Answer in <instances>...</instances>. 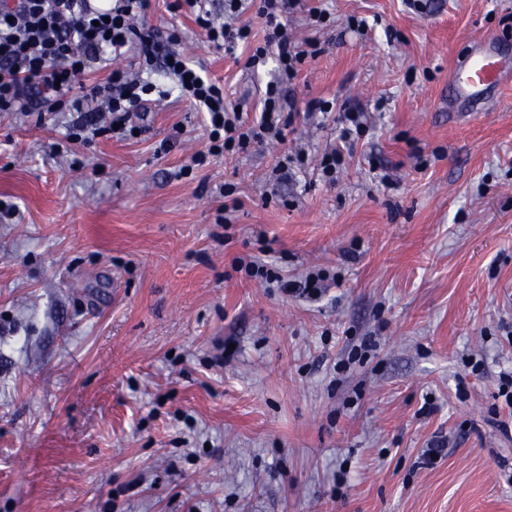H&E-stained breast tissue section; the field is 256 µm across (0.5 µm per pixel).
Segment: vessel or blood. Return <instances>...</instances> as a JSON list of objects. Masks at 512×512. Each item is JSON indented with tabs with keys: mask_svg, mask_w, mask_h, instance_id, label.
<instances>
[{
	"mask_svg": "<svg viewBox=\"0 0 512 512\" xmlns=\"http://www.w3.org/2000/svg\"><path fill=\"white\" fill-rule=\"evenodd\" d=\"M510 76L512 61L502 57L490 41L475 40L470 60L458 65L450 77L449 110H456L462 105L478 108L485 90L501 85Z\"/></svg>",
	"mask_w": 512,
	"mask_h": 512,
	"instance_id": "vessel-or-blood-1",
	"label": "vessel or blood"
}]
</instances>
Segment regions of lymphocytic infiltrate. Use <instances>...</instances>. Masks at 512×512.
Listing matches in <instances>:
<instances>
[{"label":"lymphocytic infiltrate","instance_id":"1","mask_svg":"<svg viewBox=\"0 0 512 512\" xmlns=\"http://www.w3.org/2000/svg\"><path fill=\"white\" fill-rule=\"evenodd\" d=\"M176 9H189L206 41L232 50L252 39V30L237 25V17L256 8L262 21L264 42L255 47L246 66L256 70L275 60L278 81L267 84L257 122L243 119L238 106L227 102L224 84L202 75L180 51L178 29L158 34L140 26L147 0H113L108 9H94L88 0H0V112L30 110L40 100L45 111L68 107L76 121L68 140L86 141L104 133L119 138L137 131L140 113L156 94L152 78L170 79L178 99L188 100L208 118L205 151L194 158L245 153L259 144H282L297 115L294 102L283 93L306 60L319 52L316 40L295 41L283 18L289 0H224L223 15H215L205 0H175ZM138 49V69L113 67L106 81L86 85L85 77L100 50L123 57ZM238 267L266 287L308 298H317L327 280L322 271L308 272L303 280L288 282L252 258H241Z\"/></svg>","mask_w":512,"mask_h":512}]
</instances>
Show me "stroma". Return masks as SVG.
<instances>
[{
  "mask_svg": "<svg viewBox=\"0 0 512 512\" xmlns=\"http://www.w3.org/2000/svg\"><path fill=\"white\" fill-rule=\"evenodd\" d=\"M172 3L145 26L259 118L275 61L248 70ZM419 4L299 0L288 29L322 52L283 146L192 167L206 116L172 99L77 144L71 112H0V512H512V80L483 111L447 102L475 39L512 55V0ZM314 7L334 24L310 32ZM318 98L335 111L306 115ZM295 145L306 172L266 182ZM248 255L327 290L264 287ZM342 165L341 152L334 147L323 153L317 164V171L324 182L336 184V176Z\"/></svg>",
  "mask_w": 512,
  "mask_h": 512,
  "instance_id": "1",
  "label": "stroma"
}]
</instances>
